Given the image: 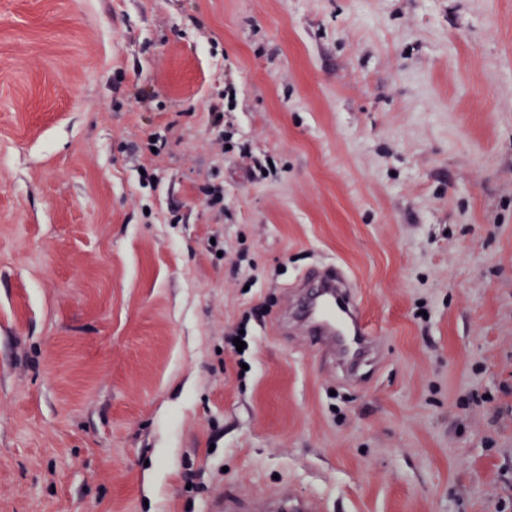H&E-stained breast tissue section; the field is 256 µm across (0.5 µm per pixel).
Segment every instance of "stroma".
I'll return each instance as SVG.
<instances>
[{
	"label": "stroma",
	"mask_w": 512,
	"mask_h": 512,
	"mask_svg": "<svg viewBox=\"0 0 512 512\" xmlns=\"http://www.w3.org/2000/svg\"><path fill=\"white\" fill-rule=\"evenodd\" d=\"M284 485L512 512V0H0V512ZM314 285L300 310L311 343L347 364H355L376 342L354 299L349 274L335 264L313 275Z\"/></svg>",
	"instance_id": "35a3bbf8"
}]
</instances>
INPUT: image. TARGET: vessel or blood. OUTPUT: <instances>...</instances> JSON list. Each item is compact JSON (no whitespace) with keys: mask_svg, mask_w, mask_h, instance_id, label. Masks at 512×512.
Returning a JSON list of instances; mask_svg holds the SVG:
<instances>
[{"mask_svg":"<svg viewBox=\"0 0 512 512\" xmlns=\"http://www.w3.org/2000/svg\"><path fill=\"white\" fill-rule=\"evenodd\" d=\"M308 300L300 310L312 344L348 364H355L376 342L354 299V284L340 266L316 271ZM217 512H321L317 500L295 495L244 501L225 495Z\"/></svg>","mask_w":512,"mask_h":512,"instance_id":"b4317fda","label":"vessel or blood"}]
</instances>
